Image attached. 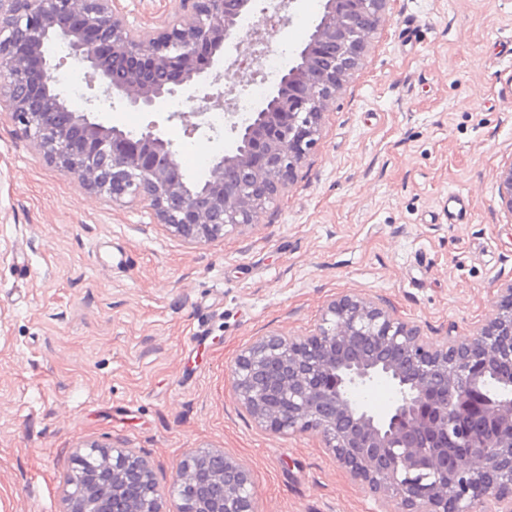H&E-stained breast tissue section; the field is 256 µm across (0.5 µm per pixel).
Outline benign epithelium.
Here are the masks:
<instances>
[{
	"label": "benign epithelium",
	"instance_id": "obj_1",
	"mask_svg": "<svg viewBox=\"0 0 512 512\" xmlns=\"http://www.w3.org/2000/svg\"><path fill=\"white\" fill-rule=\"evenodd\" d=\"M388 0H324L297 61L263 105L232 122L234 151L187 180L156 126L136 134L97 112L120 102L151 110L202 81L224 78V48L252 57L261 31L240 33L254 0H178L174 21L132 29L112 0H0V112L47 161L90 192L148 203L159 223L188 240L216 239L252 223L315 150L322 117L386 20ZM62 39L100 77L82 112L58 90L46 46ZM498 204L512 217V160L496 174ZM468 338L434 341L359 295L332 300L303 336H264L231 366L240 405L277 436L318 433L351 478L395 512H512V281ZM378 378L395 392L376 414L356 395ZM107 479H67L66 512H255L249 470L212 448L195 449L160 489L135 448L99 452Z\"/></svg>",
	"mask_w": 512,
	"mask_h": 512
}]
</instances>
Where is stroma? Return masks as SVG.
I'll return each mask as SVG.
<instances>
[{"label": "stroma", "instance_id": "obj_1", "mask_svg": "<svg viewBox=\"0 0 512 512\" xmlns=\"http://www.w3.org/2000/svg\"><path fill=\"white\" fill-rule=\"evenodd\" d=\"M135 27L177 0H118ZM322 0H293L296 51ZM321 122L316 151L252 224L188 241L139 200L90 193L0 113V512H64L90 446L142 449L167 484L192 448L250 470L259 512H380L313 432L278 437L238 404L230 366L257 337L308 334L343 294L383 302L422 334L472 336L512 280V216L495 176L512 159V0H389ZM157 123L183 173L223 128ZM468 196L467 223L446 217ZM472 204L467 196L452 193L448 196V221L452 224H464L470 214Z\"/></svg>", "mask_w": 512, "mask_h": 512}]
</instances>
